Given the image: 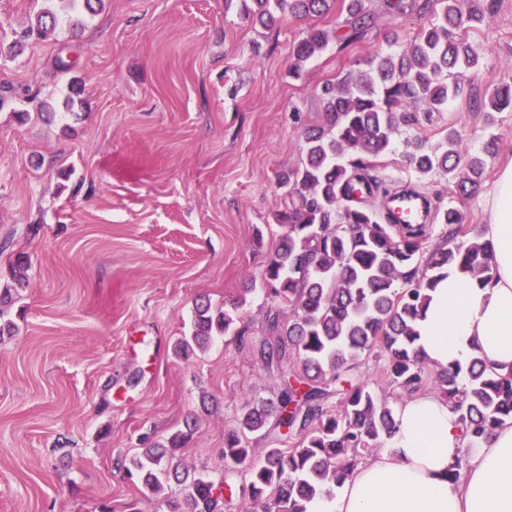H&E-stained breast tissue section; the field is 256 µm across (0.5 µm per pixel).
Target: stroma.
Listing matches in <instances>:
<instances>
[{
    "label": "stroma",
    "instance_id": "stroma-1",
    "mask_svg": "<svg viewBox=\"0 0 512 512\" xmlns=\"http://www.w3.org/2000/svg\"><path fill=\"white\" fill-rule=\"evenodd\" d=\"M384 4L366 0L377 24L355 50L328 49L296 78L295 44L312 27L335 35L344 13L266 30L243 0H104L92 16L68 0H0L4 47L44 10L80 24L0 56V275L21 257L29 278L12 309L18 329L0 338V512H167L182 486L146 495L129 469L189 416L183 463L222 480L225 432L276 388L255 348L279 304L246 285L282 232L278 178L303 157L322 85L373 52L402 51L427 21ZM485 6L488 24L466 32L481 67L461 76L447 111L402 128L377 171L445 204L452 184L416 173L412 142L436 144L453 126L479 155L497 138L461 206L478 225L512 162V111L490 118L479 106L487 89L512 84V0ZM201 298L237 310L246 346L225 336L191 359L174 355Z\"/></svg>",
    "mask_w": 512,
    "mask_h": 512
}]
</instances>
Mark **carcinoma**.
I'll use <instances>...</instances> for the list:
<instances>
[{"label": "carcinoma", "mask_w": 512, "mask_h": 512, "mask_svg": "<svg viewBox=\"0 0 512 512\" xmlns=\"http://www.w3.org/2000/svg\"><path fill=\"white\" fill-rule=\"evenodd\" d=\"M340 2L345 31L336 35L339 51L361 41L373 27L374 13L365 0H253L248 15L271 29L281 17H321ZM388 11L429 15L427 25L402 53H375L365 68L349 72L321 88L320 122L304 132L306 159L279 179L285 205L273 212L279 236L261 272L270 296L288 305L289 313L266 316L267 338L258 350L266 364L276 365V399L260 401L243 414L237 429L224 436L227 475L243 477L245 512H313L314 503L333 494L353 472L363 454L384 448L395 430L393 406L358 381L355 370L374 356L384 359L395 400L435 391L458 414L467 437L450 470L461 478L473 450L495 428L512 422V368L497 371L477 355L466 365L427 367L413 348L416 322L422 318L427 292L451 270L479 282L492 278V243L477 226L463 223L458 207L436 209L443 226L439 243L430 245L431 224H392L381 210L355 201L365 186L369 195L387 196L374 175L377 161L392 148L393 136L417 121L414 105L427 113L444 112L461 93L459 77L479 66L481 52L464 38L463 27L476 28L488 17L479 0H388ZM60 18L35 15L9 50L56 31ZM329 37L313 29L293 50V76L301 63L324 53ZM493 113L512 110V85L484 97ZM462 136L454 126L442 141L411 143L416 172H439L455 184L460 196L471 195L484 178L486 162L463 158ZM12 285L0 288V337L15 324L8 307L28 286L26 265L10 268ZM228 310L212 311L208 301L195 302L190 334L180 337L174 353L184 358L204 349L216 336H235L245 345ZM338 396L336 406L329 398ZM194 421L169 439V446L147 448L134 461L144 490L156 494L160 475L185 485V503L168 502L169 512H222L215 482L191 472L176 451L192 435ZM283 428L292 447L280 448L276 431ZM268 443L261 454L249 447L248 435Z\"/></svg>", "instance_id": "cac0c4a2"}]
</instances>
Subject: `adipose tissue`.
Wrapping results in <instances>:
<instances>
[{
	"label": "adipose tissue",
	"instance_id": "ef3b65f1",
	"mask_svg": "<svg viewBox=\"0 0 512 512\" xmlns=\"http://www.w3.org/2000/svg\"><path fill=\"white\" fill-rule=\"evenodd\" d=\"M486 208L494 276L482 285L452 272L435 288L416 341L428 364L446 367L476 353L489 365L512 366V165ZM394 414L388 448L359 463L316 512H512V423L471 455L455 481L449 470L466 439L447 401L428 393L395 404Z\"/></svg>",
	"mask_w": 512,
	"mask_h": 512
}]
</instances>
